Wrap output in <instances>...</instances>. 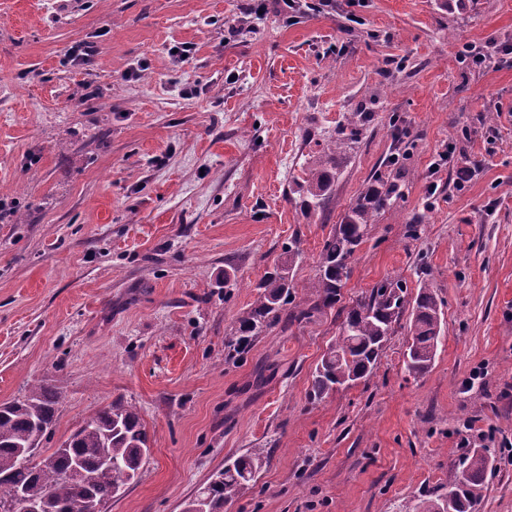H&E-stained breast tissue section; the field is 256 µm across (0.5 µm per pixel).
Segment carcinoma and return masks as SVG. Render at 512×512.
I'll return each instance as SVG.
<instances>
[{
    "label": "carcinoma",
    "mask_w": 512,
    "mask_h": 512,
    "mask_svg": "<svg viewBox=\"0 0 512 512\" xmlns=\"http://www.w3.org/2000/svg\"><path fill=\"white\" fill-rule=\"evenodd\" d=\"M368 116L352 115L350 129L336 130L323 154L309 163L300 188L306 211L325 208L339 174L336 153L346 142L358 139V124ZM402 175L380 177L350 205L340 224L323 241L321 262L310 286L313 304L292 313L297 321L341 301V288L349 278L350 262L362 243L367 225L379 212L402 198ZM266 273L259 283L257 298L238 320L237 332L257 338L280 323L286 306L293 303V256ZM412 308H407V304ZM410 312V336L404 367L411 375L425 373L435 359L442 340L441 309L437 296L420 288L413 301L407 300L403 279H383L370 293L341 308L339 334L312 375L310 396L322 399L330 393L367 381L378 364L385 342L405 312ZM59 395L38 388L25 397L0 406V512L18 491L30 499H50L60 512H99L138 475L147 457V436L136 410L116 404L99 411L50 453V461H32L29 449L40 446L55 423ZM265 463L262 453L242 456L224 465L207 486L210 512H224V504L237 497ZM490 465L488 449H474L461 456L448 479V493L427 497L416 512H477Z\"/></svg>",
    "instance_id": "carcinoma-1"
}]
</instances>
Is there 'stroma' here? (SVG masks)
I'll return each mask as SVG.
<instances>
[{"label": "stroma", "instance_id": "1", "mask_svg": "<svg viewBox=\"0 0 512 512\" xmlns=\"http://www.w3.org/2000/svg\"><path fill=\"white\" fill-rule=\"evenodd\" d=\"M250 5L0 0V404L57 391L49 451L114 402L136 409L150 453L104 512H186L257 450L224 512H415L486 447L477 512H512V0ZM469 45L493 47L484 68ZM80 46L91 65L71 61ZM355 112L370 120L331 201L304 214L297 180ZM450 145L478 167L461 187L431 171ZM397 172L342 301L387 277L429 285V370L404 369V318L367 381L311 399L334 307L228 356L288 245L301 301L334 225ZM266 457L263 453L241 456L233 462L224 464L216 478L207 486L209 502L205 504L207 512H223L224 504L237 497L248 482L263 467Z\"/></svg>", "mask_w": 512, "mask_h": 512}]
</instances>
